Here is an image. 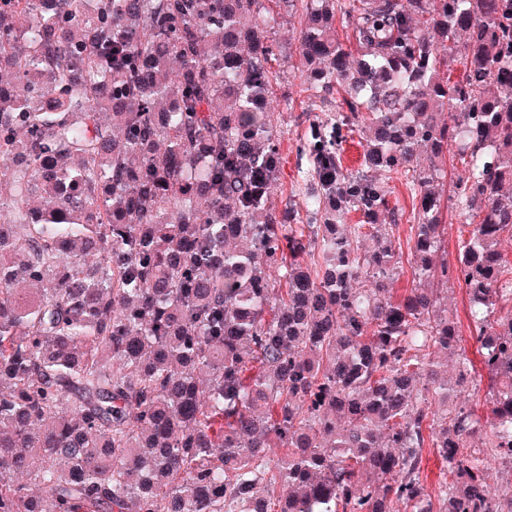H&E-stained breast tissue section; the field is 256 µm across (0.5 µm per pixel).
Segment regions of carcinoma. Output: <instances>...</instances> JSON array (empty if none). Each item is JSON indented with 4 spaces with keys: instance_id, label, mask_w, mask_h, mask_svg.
I'll list each match as a JSON object with an SVG mask.
<instances>
[{
    "instance_id": "obj_1",
    "label": "carcinoma",
    "mask_w": 512,
    "mask_h": 512,
    "mask_svg": "<svg viewBox=\"0 0 512 512\" xmlns=\"http://www.w3.org/2000/svg\"><path fill=\"white\" fill-rule=\"evenodd\" d=\"M41 2L0 0L22 63L0 68V512H512L487 462L512 473V0H303L310 107L342 97L298 143L302 213L271 202L272 30L297 0ZM343 165L348 172H355L363 168L364 147L359 138H347L341 145ZM393 200L396 198L398 201V205L400 208H403L406 211V216L404 217V220L400 224L399 231L396 233V248H399V251L403 253L402 255V266H403V273L400 274L399 280L395 285V288H397L395 291H397V295H403L406 290L409 291L410 288H414L412 283V277H411V271L410 267L407 263V255L409 253V247L412 244L410 241V238L412 237L411 234V222H407L405 218H408L409 214L411 213L412 209V201L411 198L408 196L406 190L403 186H401L399 183H396V189L395 193L393 194ZM399 236V238H398ZM398 238V240H397ZM410 241V244H409ZM446 224H444L443 230V250L448 255V261H453L457 253V244L459 235H467V229L465 226L460 224V221L455 216L454 211H448L445 215ZM448 288H451L448 289V302L451 305L454 314L457 315L458 325L464 340L463 344L466 349V354L470 359L473 368V372L469 379V387L465 388L466 392L464 394L469 399V404L472 408L476 410L479 415H485L487 411L486 400L488 399L489 391L487 387L488 381L485 375L482 378L479 376V374L484 373L480 370V358L477 354L474 341L471 338V326L467 318L468 298L464 288H461L456 284L454 286L448 285ZM480 379H482L481 382H479ZM422 478L427 491L437 503L438 495L448 482V465L437 455L434 448H425Z\"/></svg>"
}]
</instances>
